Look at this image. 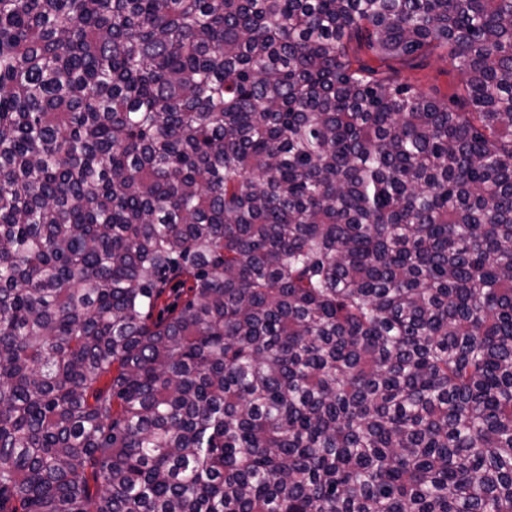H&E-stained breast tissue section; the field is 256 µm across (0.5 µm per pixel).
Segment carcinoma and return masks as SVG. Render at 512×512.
<instances>
[{"mask_svg": "<svg viewBox=\"0 0 512 512\" xmlns=\"http://www.w3.org/2000/svg\"><path fill=\"white\" fill-rule=\"evenodd\" d=\"M0 512H512V0H0ZM402 81H408L426 94L440 99H449L458 92L459 76L448 69L447 63H442L435 57L415 61L412 67L390 63Z\"/></svg>", "mask_w": 512, "mask_h": 512, "instance_id": "cac0c4a2", "label": "carcinoma"}]
</instances>
